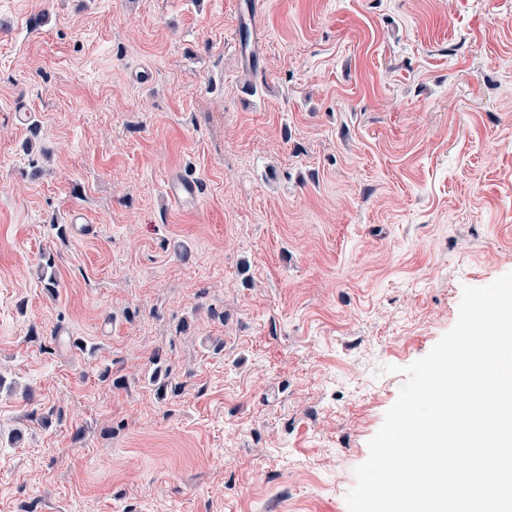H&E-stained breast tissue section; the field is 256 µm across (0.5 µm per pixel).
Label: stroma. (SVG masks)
I'll return each mask as SVG.
<instances>
[{"label": "stroma", "mask_w": 512, "mask_h": 512, "mask_svg": "<svg viewBox=\"0 0 512 512\" xmlns=\"http://www.w3.org/2000/svg\"><path fill=\"white\" fill-rule=\"evenodd\" d=\"M510 271L512 0H0V512H347ZM206 186L199 177L175 176L168 179L166 194L181 208L194 204L203 196Z\"/></svg>", "instance_id": "35a3bbf8"}]
</instances>
